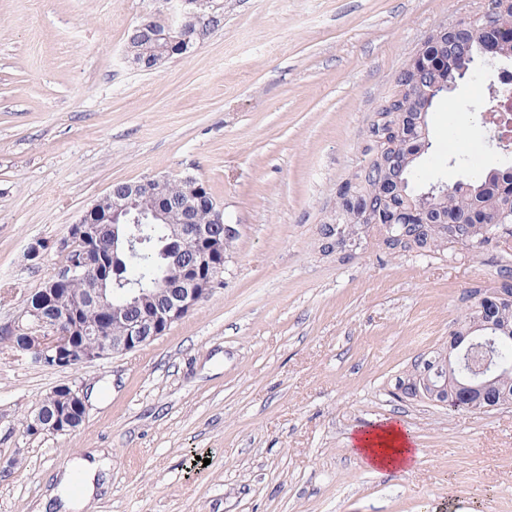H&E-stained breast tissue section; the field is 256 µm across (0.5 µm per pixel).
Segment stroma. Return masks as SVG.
Returning a JSON list of instances; mask_svg holds the SVG:
<instances>
[{
  "instance_id": "35a3bbf8",
  "label": "stroma",
  "mask_w": 512,
  "mask_h": 512,
  "mask_svg": "<svg viewBox=\"0 0 512 512\" xmlns=\"http://www.w3.org/2000/svg\"><path fill=\"white\" fill-rule=\"evenodd\" d=\"M485 0H204L218 26L145 71L128 31L168 0H0V324L61 257L30 261L116 182H205L239 235L222 285L163 336L74 368L0 346V512H43L68 461L112 465L92 512H512V408L398 399L397 378L448 340L493 250L321 256L336 188L431 31ZM478 80L430 117L439 153L512 155L475 125ZM62 383L91 390L82 426L27 435ZM403 423L415 468L373 471L356 432Z\"/></svg>"
}]
</instances>
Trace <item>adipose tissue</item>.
I'll return each instance as SVG.
<instances>
[{
  "label": "adipose tissue",
  "instance_id": "adipose-tissue-1",
  "mask_svg": "<svg viewBox=\"0 0 512 512\" xmlns=\"http://www.w3.org/2000/svg\"><path fill=\"white\" fill-rule=\"evenodd\" d=\"M354 454L374 470H407L414 467L419 454L412 446L409 430L399 424L386 423L355 434ZM110 463L102 455L71 459L56 495L66 512H80L108 482Z\"/></svg>",
  "mask_w": 512,
  "mask_h": 512
}]
</instances>
